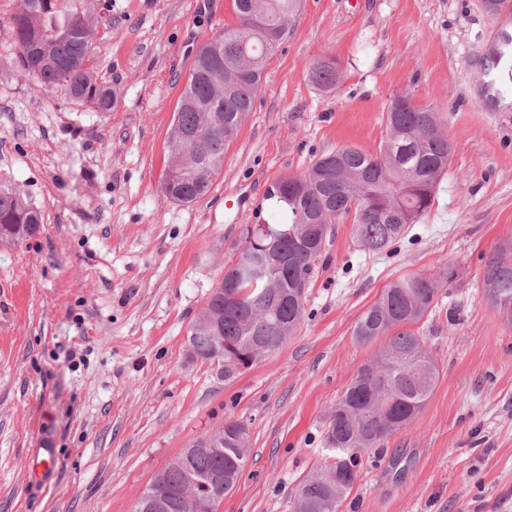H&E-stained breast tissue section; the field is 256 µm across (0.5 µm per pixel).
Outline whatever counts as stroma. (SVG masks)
Listing matches in <instances>:
<instances>
[{"instance_id":"obj_1","label":"stroma","mask_w":512,"mask_h":512,"mask_svg":"<svg viewBox=\"0 0 512 512\" xmlns=\"http://www.w3.org/2000/svg\"><path fill=\"white\" fill-rule=\"evenodd\" d=\"M91 65L118 89L108 112L20 71L0 0V187L40 211L0 246V512H131L195 439L239 421L247 464L219 512H288L287 492L328 454L329 414L376 353L353 339L392 281H438L417 327L439 366L424 407L367 457L340 512H512V323L482 282L512 240V96L492 102L481 0H301L209 193L160 190L167 137L198 46L236 25L232 0H98ZM336 60L324 91L313 62ZM440 110L452 151L434 201L378 253L335 224L306 315L275 354L227 379L192 360L191 324L266 215L279 176L344 147L378 152L399 96ZM452 279H443L446 269ZM38 448L51 449L47 461Z\"/></svg>"}]
</instances>
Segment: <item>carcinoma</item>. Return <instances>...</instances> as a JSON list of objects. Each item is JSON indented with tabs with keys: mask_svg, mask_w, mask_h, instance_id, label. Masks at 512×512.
I'll return each instance as SVG.
<instances>
[{
	"mask_svg": "<svg viewBox=\"0 0 512 512\" xmlns=\"http://www.w3.org/2000/svg\"><path fill=\"white\" fill-rule=\"evenodd\" d=\"M95 0H20L10 18L22 71L51 92L109 112L117 91L89 66L99 17ZM300 0H233L238 20L207 39L197 51L179 97L169 135V152L185 161L175 181L160 189L170 200L190 204L209 192L224 165V154L253 110L270 58L288 38ZM247 62L256 77L237 76ZM310 81L332 90L339 81L333 60L309 69ZM387 137L375 154L348 147L319 158L300 177H278L280 189L266 194L269 232L245 239L236 262L224 269V287L233 299L210 293L206 311L222 319L224 358L215 360L211 332H192L202 362L224 365L258 344L278 352L305 318V294L315 262L325 250L330 225L352 220L359 242L376 252L401 238L431 206L434 190L448 167L451 144L434 108L405 106L386 110ZM40 213L22 189L0 188V244L16 245L34 235ZM483 288L488 297L512 302V245L499 246L487 263ZM431 277L398 279L358 319L353 336L361 345L380 343L361 366L329 416L325 440L336 439L315 472L287 493L289 512H339L354 485L362 456L408 426L435 385L438 369L427 340L412 329L436 304ZM239 422L224 423V446L200 451L142 494L176 502L189 478L207 481L224 473V491L234 488L245 466L248 442H239Z\"/></svg>",
	"mask_w": 512,
	"mask_h": 512,
	"instance_id": "cac0c4a2",
	"label": "carcinoma"
}]
</instances>
